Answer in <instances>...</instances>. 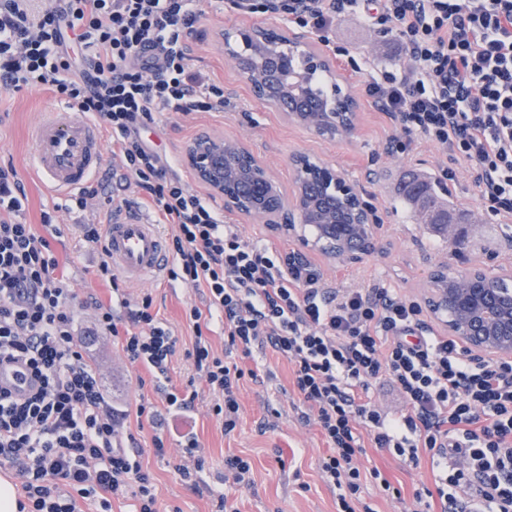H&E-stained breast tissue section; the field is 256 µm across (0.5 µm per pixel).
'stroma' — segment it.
<instances>
[{
  "instance_id": "obj_1",
  "label": "stroma",
  "mask_w": 512,
  "mask_h": 512,
  "mask_svg": "<svg viewBox=\"0 0 512 512\" xmlns=\"http://www.w3.org/2000/svg\"><path fill=\"white\" fill-rule=\"evenodd\" d=\"M208 10L206 19L195 25L188 45L195 69L214 76L223 85L224 110L164 118L159 126L143 130L146 141L161 152L179 157L188 142L203 131L235 134L253 145L271 173L285 185L290 182L291 159L298 153L316 155L325 164L345 169L374 210L380 249L342 264L330 262L321 252H308V261L327 285L344 283L365 288L381 281L397 296L419 300L436 266L447 264L461 273L473 258L512 264V220L487 212L464 164H451L446 154L425 142L403 153L393 150L395 122L362 92V84L371 76L405 66L406 58L396 49L392 35L373 29L356 14L337 18L324 52L339 74L337 88L353 96L359 105V123L352 137L326 141L289 125L281 113L266 108L224 57L223 35L234 36L253 26L285 31L289 28L287 20L276 13L244 14L213 4ZM58 102V97L47 89L14 95L0 90V163H13L25 184L28 222L40 223L42 213L47 212L54 223L68 225L57 250L68 260L73 288L80 294L92 293L106 300L110 297L108 287L95 274L97 256L84 247L76 227L105 219L115 205L135 201L137 193L122 178L120 158L109 151L105 152L98 173L104 181L102 194L86 210H65V196L40 187L29 168L32 132ZM449 166L454 167L456 178L449 198L448 220L458 224L466 238L459 251L433 225L416 223L409 207L397 195L399 184L410 172L425 173L438 180ZM126 289L133 297L151 294L160 317L178 335L180 351L173 359L170 377L173 383L185 382L191 364L184 350L191 343V335L183 309L188 304H202L201 294L164 276L127 283ZM76 325L91 364L101 373L108 401L131 409L143 397L160 403L161 398L152 387L138 386L121 347L111 337L92 334L91 309L78 312ZM253 358L263 367L262 379L246 382L241 391V416L234 436H225L209 416L213 394L203 385L198 388L191 415L170 423L167 458L154 454L152 427L139 426L136 418H129L128 425L135 430L141 450L139 460L154 479L162 512H211L209 489L216 486L218 475L224 471V458L231 454L250 458L254 471L253 485L235 493L239 512H336V491L326 485L319 471V460L328 449L313 420L306 416L307 406L292 390L286 362L277 359L268 348L255 350ZM190 428L197 433L205 458V471L196 487L185 483L176 470L177 435ZM363 463L369 468L378 467L397 489L396 494L382 495L375 487L366 488L364 496L376 512H406L415 490L430 482L429 466L424 461L414 465L371 448Z\"/></svg>"
}]
</instances>
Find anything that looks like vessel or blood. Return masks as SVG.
Wrapping results in <instances>:
<instances>
[{
    "label": "vessel or blood",
    "instance_id": "vessel-or-blood-1",
    "mask_svg": "<svg viewBox=\"0 0 512 512\" xmlns=\"http://www.w3.org/2000/svg\"><path fill=\"white\" fill-rule=\"evenodd\" d=\"M34 172L41 184L63 195L82 188L99 170L103 139L97 123L63 106L46 114L33 131ZM112 266L126 280L139 282L165 271L170 257L156 224L143 212L128 211L106 225ZM29 375L15 363L0 365V384L23 392Z\"/></svg>",
    "mask_w": 512,
    "mask_h": 512
}]
</instances>
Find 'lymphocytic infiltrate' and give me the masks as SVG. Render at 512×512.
Instances as JSON below:
<instances>
[{
  "mask_svg": "<svg viewBox=\"0 0 512 512\" xmlns=\"http://www.w3.org/2000/svg\"><path fill=\"white\" fill-rule=\"evenodd\" d=\"M248 13L279 11L329 42L337 17L358 14L393 34L409 72L384 71L365 94L398 124V151L426 142L466 163L489 214L512 217V0H231ZM205 16L202 0H0V89H48L103 124L126 171L161 223L176 232L167 275L198 290L205 307L185 311L194 372L169 379L178 337L152 308L128 297L104 245L105 224L79 225L97 255L95 272L111 297L79 296L56 249L61 225L24 218L27 194L13 164L0 165V360L24 362L36 384L24 397L0 389V468L22 477L27 512H81L84 500L112 512H159L127 410L109 403L78 342L75 311L93 309L96 332L144 368L165 404L141 399L134 414L155 430L167 455L163 414L185 415L198 384L216 399L210 414L225 434L239 421V394L259 368L242 361L270 348L291 368L294 392L315 414L329 448L320 470L336 487L337 512H374L367 481L390 489L379 469L364 470L366 447L427 460L429 487L413 512H457L480 497L486 512H512V361L469 356L422 319L421 305L377 284L330 288L308 262L272 243L244 239L209 200L191 191L167 156L142 136L163 115L220 112L224 89L194 71L186 39ZM224 330L215 352L214 325ZM386 380L403 400L392 416L375 402Z\"/></svg>",
  "mask_w": 512,
  "mask_h": 512,
  "instance_id": "1",
  "label": "lymphocytic infiltrate"
}]
</instances>
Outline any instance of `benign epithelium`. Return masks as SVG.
Instances as JSON below:
<instances>
[{
	"label": "benign epithelium",
	"mask_w": 512,
	"mask_h": 512,
	"mask_svg": "<svg viewBox=\"0 0 512 512\" xmlns=\"http://www.w3.org/2000/svg\"><path fill=\"white\" fill-rule=\"evenodd\" d=\"M239 36L248 53L225 37L224 56L259 100L318 138H349L356 132L358 108L353 97L343 96L337 107L323 103L313 76L322 73L333 79L336 71L307 35L256 27ZM185 161L196 182L224 200V211L258 220L279 233L316 227L314 241L301 240L305 249L317 247L338 263L375 249L373 209L341 168L326 166L309 154L295 156L288 196L243 139L202 132L187 144ZM511 278V268L480 259L470 261L463 273L440 266L431 274L425 304L469 355L512 361V293L506 295L501 288Z\"/></svg>",
	"instance_id": "benign-epithelium-1"
}]
</instances>
